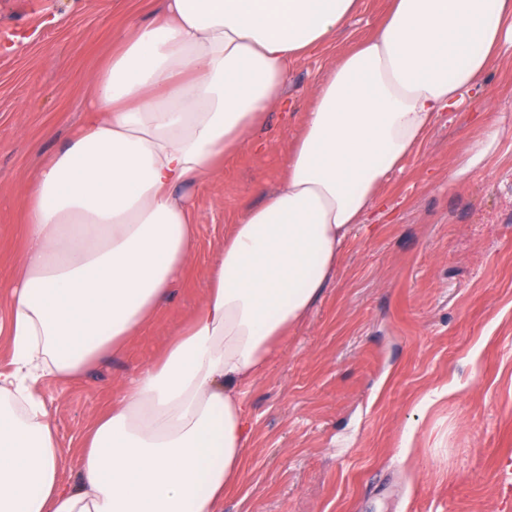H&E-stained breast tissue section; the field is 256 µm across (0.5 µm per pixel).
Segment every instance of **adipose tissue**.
Segmentation results:
<instances>
[{"label": "adipose tissue", "mask_w": 512, "mask_h": 512, "mask_svg": "<svg viewBox=\"0 0 512 512\" xmlns=\"http://www.w3.org/2000/svg\"><path fill=\"white\" fill-rule=\"evenodd\" d=\"M359 0H162L91 75L83 124L25 182V247L0 372V512H223L252 424L247 392L309 317L443 113L512 48V0H391L343 53L277 189L245 208L161 360L145 364L62 475L45 377L71 381L168 300L196 252L192 190L242 151L288 66Z\"/></svg>", "instance_id": "1"}]
</instances>
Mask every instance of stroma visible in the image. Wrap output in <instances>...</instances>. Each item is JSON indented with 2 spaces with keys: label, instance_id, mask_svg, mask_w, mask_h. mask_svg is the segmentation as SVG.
<instances>
[{
  "label": "stroma",
  "instance_id": "35a3bbf8",
  "mask_svg": "<svg viewBox=\"0 0 512 512\" xmlns=\"http://www.w3.org/2000/svg\"><path fill=\"white\" fill-rule=\"evenodd\" d=\"M390 0H361L334 44L292 62L250 137L193 195V269L125 346L82 382L40 383L62 453L145 361L162 354L205 292L236 214L284 175L312 90L370 37ZM161 0H0V311L24 243L19 187L83 122L90 76L131 17ZM484 91L445 113L382 191L392 213L358 235L310 318L252 385V451L224 512H506L512 459V50Z\"/></svg>",
  "mask_w": 512,
  "mask_h": 512
}]
</instances>
